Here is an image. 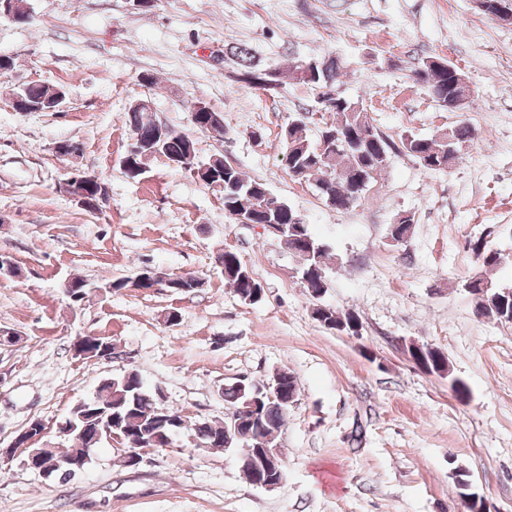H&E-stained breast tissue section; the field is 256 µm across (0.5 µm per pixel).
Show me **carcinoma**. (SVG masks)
Wrapping results in <instances>:
<instances>
[{
  "mask_svg": "<svg viewBox=\"0 0 512 512\" xmlns=\"http://www.w3.org/2000/svg\"><path fill=\"white\" fill-rule=\"evenodd\" d=\"M224 54L236 58L240 66L239 80L247 82V77L266 70L281 81L280 68L263 64L257 60L252 50L246 46H228ZM339 76L337 67L325 70L316 69L310 79L300 78V82L318 89L331 87L336 89ZM416 83L423 87L435 102L445 101L448 96L464 93L474 94L468 89L451 82L448 69L434 68L429 61H424L420 68L413 71ZM324 112L336 116L332 121L323 122L316 140L308 136L310 110L296 113L295 118L284 127L280 135L283 157L289 175L299 181L315 182L318 193L324 203L336 210H348L356 205L360 196L355 193V185L366 177L375 180L387 167L390 151L395 144L387 139L371 122L365 110L355 109V103L335 93L334 104L325 108ZM127 122L132 135L141 138L157 126V122L142 112L127 113ZM447 134L436 129L430 136L407 134L400 138L401 151L412 156L419 165L429 172H441L452 167L462 158L466 149L476 137L472 126L461 120L446 127ZM169 147L164 142H157L144 150L126 170L131 178L143 173L146 161L153 158H168ZM224 187V211L233 217L262 224L266 221V193L270 192L267 184L259 180L244 177L239 168L224 162V173L220 174ZM298 213L289 205L279 217V223L285 225L283 237L279 238L282 246L300 260V282L309 294L324 291L326 288L325 259L329 247L315 237L303 221H294ZM414 225L413 218L407 222L389 225L387 238L390 242L401 245L411 236ZM477 264L482 268H490L499 264L500 253L486 246L479 239L472 245ZM224 281L234 290L235 294L247 304H256L253 286L258 281L244 264L238 253L224 254ZM466 290L473 296L475 309L479 315L500 323H512V286H501L475 274L466 284ZM315 319L325 328L336 331L359 321L358 316L348 312L339 313L330 308H316ZM417 363L424 366L432 374L449 373L448 358L437 348L427 344L410 350ZM271 386L278 387L279 395L274 399L263 397L264 382H252L239 379L224 387V402L229 408L239 409L243 402L255 395L263 398L257 422H243L237 434L224 436V426L211 425L197 421L190 427L196 439L195 447L207 448H241L245 445L257 448L265 444L269 448L277 447V432L285 424L288 410L294 403L297 387L294 377L282 371L276 374ZM156 406L153 392L143 386L137 371L104 380L99 389L96 404L84 412L74 409V414L84 416V420H76L81 426L97 425L98 421L110 413L119 415V421L127 429L136 432L145 445L153 444L154 428L149 421Z\"/></svg>",
  "mask_w": 512,
  "mask_h": 512,
  "instance_id": "carcinoma-1",
  "label": "carcinoma"
}]
</instances>
